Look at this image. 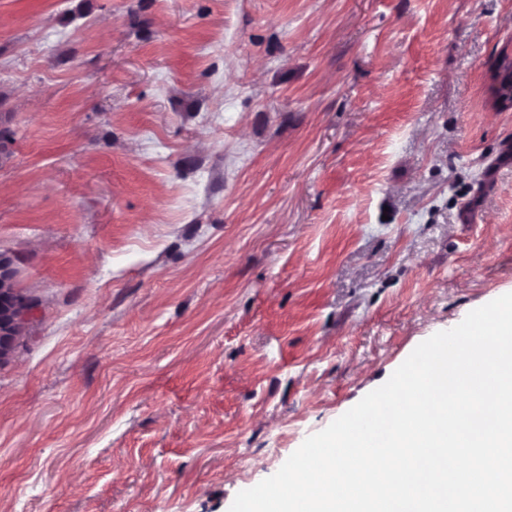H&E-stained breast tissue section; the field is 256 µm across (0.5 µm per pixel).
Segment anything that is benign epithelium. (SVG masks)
<instances>
[{
	"label": "benign epithelium",
	"instance_id": "1",
	"mask_svg": "<svg viewBox=\"0 0 512 512\" xmlns=\"http://www.w3.org/2000/svg\"><path fill=\"white\" fill-rule=\"evenodd\" d=\"M20 269L15 260L0 255V364L11 358L18 339L11 326L27 325L40 310V299L16 288Z\"/></svg>",
	"mask_w": 512,
	"mask_h": 512
}]
</instances>
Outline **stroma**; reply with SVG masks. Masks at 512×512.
Returning <instances> with one entry per match:
<instances>
[{"label": "stroma", "instance_id": "obj_1", "mask_svg": "<svg viewBox=\"0 0 512 512\" xmlns=\"http://www.w3.org/2000/svg\"><path fill=\"white\" fill-rule=\"evenodd\" d=\"M512 0H0V512H228L512 293ZM492 69L498 77L497 86L492 85L493 94L507 97L512 102V57L502 52L494 62ZM20 269L15 260L0 255V364L11 358L18 347V339L11 326H26L40 310L37 296L15 288Z\"/></svg>", "mask_w": 512, "mask_h": 512}]
</instances>
